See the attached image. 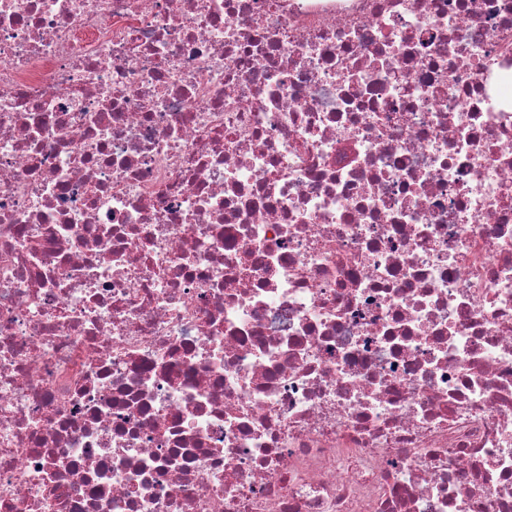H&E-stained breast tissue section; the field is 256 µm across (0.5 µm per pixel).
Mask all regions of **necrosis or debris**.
<instances>
[{
  "instance_id": "obj_1",
  "label": "necrosis or debris",
  "mask_w": 512,
  "mask_h": 512,
  "mask_svg": "<svg viewBox=\"0 0 512 512\" xmlns=\"http://www.w3.org/2000/svg\"><path fill=\"white\" fill-rule=\"evenodd\" d=\"M0 512H512V0H0Z\"/></svg>"
}]
</instances>
